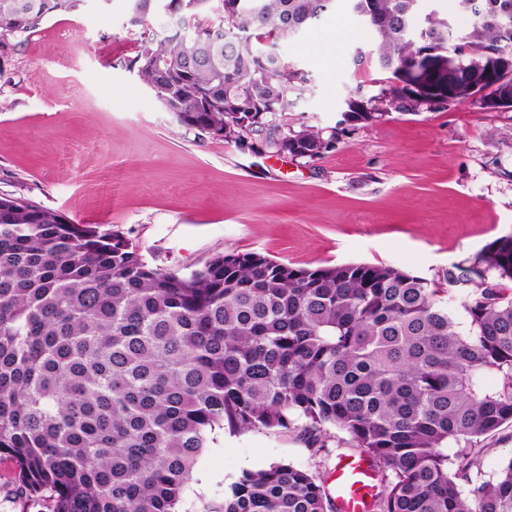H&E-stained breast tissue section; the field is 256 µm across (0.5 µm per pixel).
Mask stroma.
<instances>
[{
    "mask_svg": "<svg viewBox=\"0 0 512 512\" xmlns=\"http://www.w3.org/2000/svg\"><path fill=\"white\" fill-rule=\"evenodd\" d=\"M163 20L128 22V0H86L27 37L0 44V195L33 201L75 224L126 236L150 265L183 273L224 252H259L306 268L383 263L430 280L512 235V110L471 103L342 124L353 95L382 98L389 76L348 59L354 19L323 18L281 44L308 71L295 117L337 133L317 161L243 151L177 123L128 66ZM348 437L314 454L298 430H215L180 512L222 499L243 472L285 461L331 480ZM473 483L512 458V426L475 438Z\"/></svg>",
    "mask_w": 512,
    "mask_h": 512,
    "instance_id": "obj_1",
    "label": "stroma"
}]
</instances>
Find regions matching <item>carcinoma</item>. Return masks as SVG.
I'll list each match as a JSON object with an SVG mask.
<instances>
[{"label": "carcinoma", "instance_id": "cac0c4a2", "mask_svg": "<svg viewBox=\"0 0 512 512\" xmlns=\"http://www.w3.org/2000/svg\"><path fill=\"white\" fill-rule=\"evenodd\" d=\"M140 25L158 4L192 19L204 37L145 40L132 61L183 126L271 154L286 146L292 93L308 74L276 46L288 28L309 30L329 0H260L253 27L230 20L237 0H129ZM349 14L376 53L352 56L399 78L407 65L419 98L453 93L464 103L499 52L512 49V16L487 0H454L471 19L426 22L428 46L405 37L411 0H350ZM84 0H0V41L29 36ZM375 13L360 21L357 6ZM438 81L416 66L423 50ZM265 111L257 126L240 117ZM298 149L316 161L331 149L308 126ZM512 235L488 243L446 283L391 266L303 268L256 252L217 253L188 274L149 265L128 240L74 224L33 202L0 196V459L22 494L50 512H179L183 491L215 428L287 430L309 447L330 429L367 458L384 493L376 512H512V458L494 484L463 492L478 467L472 438L512 424ZM497 383L485 385L488 373ZM460 445L453 457L443 444ZM324 482L286 462L243 473L201 512H333Z\"/></svg>", "mask_w": 512, "mask_h": 512}]
</instances>
